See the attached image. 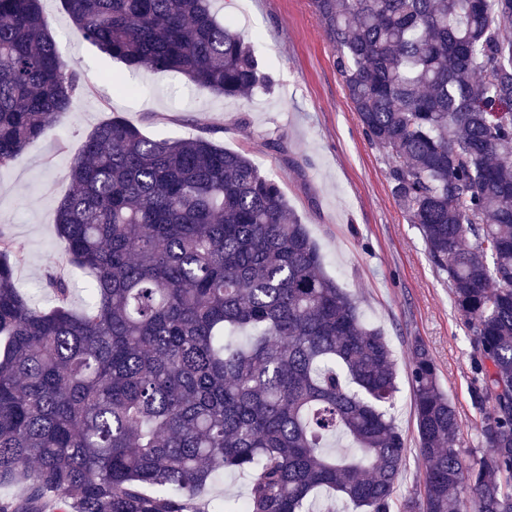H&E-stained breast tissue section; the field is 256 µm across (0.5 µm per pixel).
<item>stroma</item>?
Segmentation results:
<instances>
[{
	"label": "stroma",
	"instance_id": "obj_1",
	"mask_svg": "<svg viewBox=\"0 0 512 512\" xmlns=\"http://www.w3.org/2000/svg\"><path fill=\"white\" fill-rule=\"evenodd\" d=\"M42 6L64 54L96 91L77 99L42 138L0 170V230L21 241L27 254L17 284L48 304L41 280L52 265L69 280L72 305L84 303L90 276L67 264L53 228L54 208L70 188L65 173L74 148L97 124L115 114L151 135L187 137L196 131L193 119H200L224 148L246 152L278 182L318 244L326 272L389 341L398 365L390 413L406 443L398 498H419L425 471L406 368L414 342L428 349L440 387L459 414L455 446L463 461L480 459L484 443L471 398L478 375L466 320L454 304L447 274L430 261L420 231L396 201L389 158L360 125L311 0H215L214 11L250 41L274 78L270 91L243 99L200 91L181 77L127 70L76 34L60 0H43ZM109 71L137 85L138 94H116L100 79ZM270 132L283 134L287 154L267 148ZM61 138L68 150H58Z\"/></svg>",
	"mask_w": 512,
	"mask_h": 512
}]
</instances>
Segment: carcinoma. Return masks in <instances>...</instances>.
Instances as JSON below:
<instances>
[{
	"instance_id": "carcinoma-1",
	"label": "carcinoma",
	"mask_w": 512,
	"mask_h": 512,
	"mask_svg": "<svg viewBox=\"0 0 512 512\" xmlns=\"http://www.w3.org/2000/svg\"><path fill=\"white\" fill-rule=\"evenodd\" d=\"M77 33L131 70L226 98L271 85L211 0H62ZM394 196L448 274L473 336L485 455L454 448L455 407L410 348L420 501L396 503L397 364L323 269L277 182L198 122L150 137L116 115L88 133L54 225L91 274L54 267L52 306L16 286L0 232V512H512V0H312ZM42 0H0V169L91 95ZM340 432L350 447L327 450ZM246 496L206 497L218 472Z\"/></svg>"
}]
</instances>
